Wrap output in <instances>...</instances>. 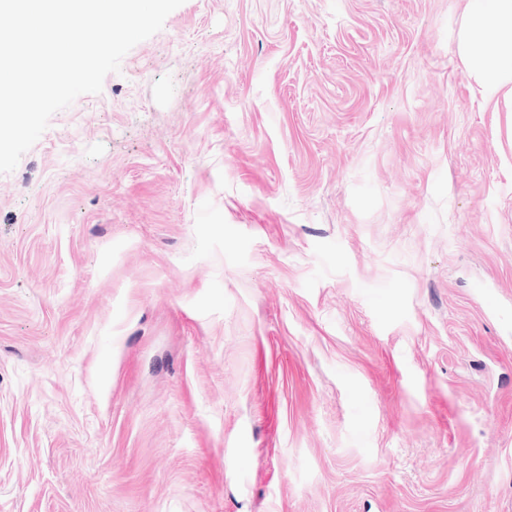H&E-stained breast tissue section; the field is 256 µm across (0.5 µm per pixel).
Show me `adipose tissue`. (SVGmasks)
<instances>
[{"label": "adipose tissue", "mask_w": 512, "mask_h": 512, "mask_svg": "<svg viewBox=\"0 0 512 512\" xmlns=\"http://www.w3.org/2000/svg\"><path fill=\"white\" fill-rule=\"evenodd\" d=\"M469 8L477 29L460 39L458 55L483 100L504 101L512 112V54L501 51L512 40V0H470Z\"/></svg>", "instance_id": "obj_1"}]
</instances>
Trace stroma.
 <instances>
[{
    "mask_svg": "<svg viewBox=\"0 0 512 512\" xmlns=\"http://www.w3.org/2000/svg\"><path fill=\"white\" fill-rule=\"evenodd\" d=\"M468 0H185L0 174V512H512V117Z\"/></svg>",
    "mask_w": 512,
    "mask_h": 512,
    "instance_id": "stroma-1",
    "label": "stroma"
}]
</instances>
